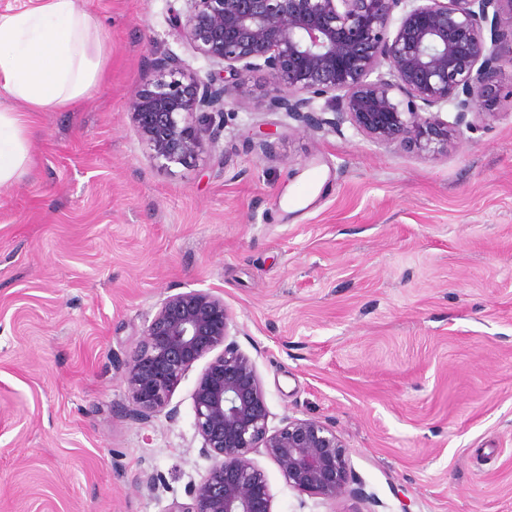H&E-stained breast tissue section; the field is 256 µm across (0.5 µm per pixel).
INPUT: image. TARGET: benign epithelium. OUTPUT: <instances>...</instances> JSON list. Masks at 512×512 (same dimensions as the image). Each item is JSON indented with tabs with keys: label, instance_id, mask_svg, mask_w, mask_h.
I'll list each match as a JSON object with an SVG mask.
<instances>
[{
	"label": "benign epithelium",
	"instance_id": "7a95c632",
	"mask_svg": "<svg viewBox=\"0 0 512 512\" xmlns=\"http://www.w3.org/2000/svg\"><path fill=\"white\" fill-rule=\"evenodd\" d=\"M172 30L212 66L201 78L164 53L155 78L129 111L153 157L167 166L193 163L214 116L255 71L266 75L267 109L299 127L349 122L361 135L417 153L463 139V129L497 116L512 80V0H186ZM451 107L453 121L443 117ZM332 113L326 118L324 114ZM232 314L210 291L164 299L132 350L123 381L129 417L146 422L166 409L174 388L215 349L194 392V426L214 459L168 512H272V494L251 454L264 448L300 494L335 499L352 482L344 445L320 421L289 418L274 430L252 361L230 336Z\"/></svg>",
	"mask_w": 512,
	"mask_h": 512
}]
</instances>
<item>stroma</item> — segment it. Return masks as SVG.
Here are the masks:
<instances>
[{
	"label": "stroma",
	"instance_id": "35a3bbf8",
	"mask_svg": "<svg viewBox=\"0 0 512 512\" xmlns=\"http://www.w3.org/2000/svg\"><path fill=\"white\" fill-rule=\"evenodd\" d=\"M105 81L29 116L0 187V512H167L202 454L197 362L176 419L127 416L128 354L167 296L223 297L270 412L336 431L361 495H302L264 450L273 512H512V93L435 155L350 124L303 130L252 74L217 143L161 166L128 113L156 54L208 65L169 24L185 0H82ZM254 122L283 124L270 154ZM318 169L316 183L307 179ZM157 472L165 490L140 489Z\"/></svg>",
	"mask_w": 512,
	"mask_h": 512
}]
</instances>
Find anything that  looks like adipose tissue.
I'll list each match as a JSON object with an SVG mask.
<instances>
[{
	"instance_id": "1",
	"label": "adipose tissue",
	"mask_w": 512,
	"mask_h": 512,
	"mask_svg": "<svg viewBox=\"0 0 512 512\" xmlns=\"http://www.w3.org/2000/svg\"><path fill=\"white\" fill-rule=\"evenodd\" d=\"M107 50L100 22L81 0L42 4L0 14V92L13 107H0V186L27 170V113L65 109L101 83Z\"/></svg>"
}]
</instances>
